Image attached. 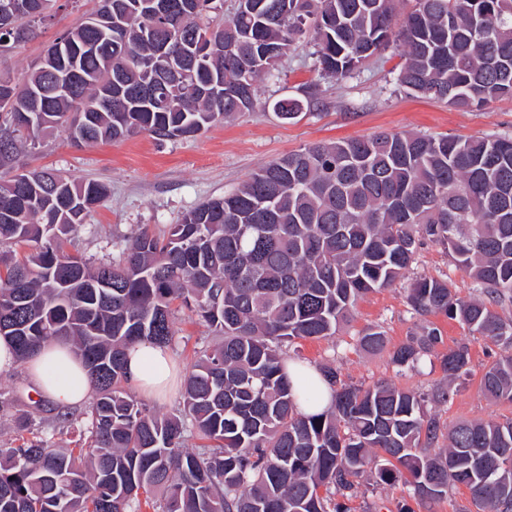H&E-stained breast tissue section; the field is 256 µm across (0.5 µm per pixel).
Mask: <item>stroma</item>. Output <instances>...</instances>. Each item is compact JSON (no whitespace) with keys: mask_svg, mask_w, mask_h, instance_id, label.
Listing matches in <instances>:
<instances>
[{"mask_svg":"<svg viewBox=\"0 0 512 512\" xmlns=\"http://www.w3.org/2000/svg\"><path fill=\"white\" fill-rule=\"evenodd\" d=\"M99 6L98 0H69L44 22L35 38L0 53V74L23 79L44 47L60 33L75 28ZM310 49L298 47L283 59L282 76L263 82L260 100L294 93L299 85L316 79ZM378 132H420L451 137L496 134L512 135V98L460 112L447 105L408 94L397 83L392 62L376 59L358 76L343 82H321L319 104L295 123L278 121L271 111L256 108L234 121L219 123L199 136L159 142L145 134L83 147L75 146L66 132L53 131L24 157L28 169H53L77 179L98 180L109 187L108 196L86 218L81 230L66 248L95 260L118 255L125 236L139 226L162 230L181 221L200 202L223 196L263 164L307 145ZM413 274L448 281L462 298L475 296L473 281L455 268L446 251L425 245L418 253ZM407 281L380 289L360 300L353 317L335 336L297 339L287 348L290 359L313 367L335 368L349 383L371 385L389 382L428 395L441 380L438 366L422 362L418 368L397 371L387 353L362 349L357 338L366 327L384 331L389 347L404 343L423 324L406 302ZM178 342L172 349L180 374H187L198 339L210 330L186 309L175 313ZM444 347L459 344L470 350L472 371L455 383L453 401L425 403L428 415L445 423L499 420L512 416V404L493 402L480 391L482 372L500 350L472 335L457 322L434 317ZM30 410L53 420L55 405L39 396L23 370L0 374V447L13 446L14 419Z\"/></svg>","mask_w":512,"mask_h":512,"instance_id":"35a3bbf8","label":"stroma"}]
</instances>
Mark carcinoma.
Segmentation results:
<instances>
[{
    "instance_id": "carcinoma-1",
    "label": "carcinoma",
    "mask_w": 512,
    "mask_h": 512,
    "mask_svg": "<svg viewBox=\"0 0 512 512\" xmlns=\"http://www.w3.org/2000/svg\"><path fill=\"white\" fill-rule=\"evenodd\" d=\"M22 12L0 51L31 38L57 0ZM112 0L64 32L20 82L0 74V337L21 363L48 341L72 344L87 369V421L58 414L49 431L24 411L17 444L0 448V512H348L336 497L358 479L404 480L431 503L464 486L480 512H512V418L446 424L425 396L322 373L331 406L306 415L283 346L336 334L365 295L392 285L419 249L438 244L481 290L415 278V314L443 315L508 350L481 377L484 396L512 404V136L379 133L308 145L199 203L178 224L147 226L119 255L93 263L62 249L108 194L100 181L29 171L23 155L49 129L76 143L145 133L191 138L257 108L258 85L312 46L321 79L348 80L393 48L405 90L456 110L512 98V0ZM319 83L265 103L291 122L319 100ZM28 252L17 257V248ZM224 342L198 343L172 413L128 391L126 350L175 343L174 304ZM361 347L382 352L372 326ZM429 322L389 352L403 371L433 358L448 385L468 375V347L440 350ZM70 431L75 447L56 433ZM196 444L189 445L190 441ZM162 501L151 497L155 490Z\"/></svg>"
}]
</instances>
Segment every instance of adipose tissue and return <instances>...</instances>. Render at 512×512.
<instances>
[{"mask_svg":"<svg viewBox=\"0 0 512 512\" xmlns=\"http://www.w3.org/2000/svg\"><path fill=\"white\" fill-rule=\"evenodd\" d=\"M125 367L128 383L137 392L147 396L167 392L173 375L169 349L148 342L134 344L127 350ZM23 368L39 393L61 410L84 406L92 396L82 361L66 343L47 342ZM288 370L292 384L309 390L315 397L314 402L300 403L302 412L315 414L329 407L333 388L319 370L293 363Z\"/></svg>","mask_w":512,"mask_h":512,"instance_id":"obj_1","label":"adipose tissue"}]
</instances>
